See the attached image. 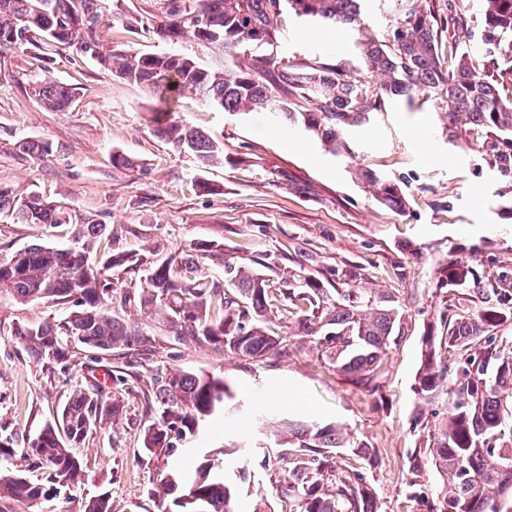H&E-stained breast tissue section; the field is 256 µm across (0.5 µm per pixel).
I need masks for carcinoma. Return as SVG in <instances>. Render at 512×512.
<instances>
[{"label": "carcinoma", "mask_w": 512, "mask_h": 512, "mask_svg": "<svg viewBox=\"0 0 512 512\" xmlns=\"http://www.w3.org/2000/svg\"><path fill=\"white\" fill-rule=\"evenodd\" d=\"M100 2L0 0V51L34 45L25 19L41 16L53 31L41 44L73 48L115 76L149 88L161 102L154 113L156 133L205 167L224 157L223 149L173 117L167 109L173 96L192 93L226 112H265L281 125L302 127L328 152L349 157L346 136L352 128L368 123L394 98L412 105L421 96L443 110L449 140L461 138L467 128L486 129L482 152L509 183L507 211L512 213V100L500 96L469 53L444 66L438 47L443 27L428 0H381L387 13L381 34L366 27L364 0H169L170 18L155 34L171 44L191 36L214 46L221 55L209 62L107 46L99 31ZM482 2L484 25L495 36L494 57L512 69V0ZM290 15L353 26L359 35L353 53L335 63H291L270 54ZM247 52L252 63L244 69L237 58ZM31 93L54 112L65 111L72 98L67 85L50 78L34 82ZM49 149L45 142L18 144L19 153L29 157L47 155ZM356 175L378 203L404 209L398 183L366 168ZM4 212L21 224L64 223V213L35 194L17 203L0 190ZM107 235V225L89 221L72 247L31 245L0 256V295L73 307L58 323L17 328L16 336L37 359L63 360L71 338L105 353L144 343L107 310L103 276L146 260L135 251L93 254L97 240ZM223 251L221 244L194 242L151 265L144 282L125 290L121 300L161 318L180 343L212 345L253 361L286 354L289 336H310L332 365L356 385L377 392L381 358L405 335L392 296L363 287L334 294L309 276L273 288L246 262L224 264L222 282L204 275L201 263ZM438 283L441 289L467 287L482 307L471 312L469 299H457L455 310L444 307L439 324L421 338L412 387L418 438L409 452L406 496L421 505L419 512H512V344L493 335L512 319V273L488 288L474 268L453 262L439 272ZM281 322L283 335L272 330ZM452 349L461 354L448 358ZM228 397L222 377L168 371L153 387L157 417L144 430L143 453L172 454L200 420L228 411ZM122 414V401L97 379L77 385L54 422L29 439L25 451L47 469L46 482L11 471L16 451L0 448V512H12L11 503L20 500L38 506L53 500L59 488L84 483L83 463L73 448ZM254 441L272 444L265 454L285 462L278 483L288 512H382L371 480L376 452L346 428L283 419ZM429 474L434 482L427 485ZM245 480L246 469L228 475L220 459L206 455L185 482L171 474L161 479L158 512H238ZM80 512H115V507L102 494L81 503Z\"/></svg>", "instance_id": "obj_1"}]
</instances>
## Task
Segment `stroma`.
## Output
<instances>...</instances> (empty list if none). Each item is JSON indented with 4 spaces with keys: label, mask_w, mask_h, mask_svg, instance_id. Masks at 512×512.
<instances>
[{
    "label": "stroma",
    "mask_w": 512,
    "mask_h": 512,
    "mask_svg": "<svg viewBox=\"0 0 512 512\" xmlns=\"http://www.w3.org/2000/svg\"><path fill=\"white\" fill-rule=\"evenodd\" d=\"M456 5L463 19L444 30L440 52L467 49L473 63L512 100V71L486 55L481 0H430L446 16ZM168 0H103L101 32L108 44L137 51H176L211 60L208 45L194 38L160 41L154 26L166 21ZM356 39L343 27L290 18L278 53L294 63L336 59ZM73 91L69 107L46 111L29 92L44 77ZM153 94L112 76L71 49H7L0 52V189L21 201L37 194L68 211L58 227L18 224L0 213V256L32 244L70 245L76 225L95 221L113 228V252L135 250L157 259L197 241L222 244L224 258L206 261L205 272L220 280L224 262H248L279 285L290 274L312 275L337 288L349 287L346 271L363 286L391 294L403 308L406 334L382 359L380 391L355 385L316 350L293 337L284 357L252 362L208 345L175 343L162 324L136 307H122L125 289L139 287L144 273L120 267L107 272L113 308L129 329L148 340L146 349L96 354L71 342L65 359L47 365L33 357L14 329L64 319L66 308L43 300L22 302L0 295V443L25 447L50 421L77 382L104 375L109 391L125 402L116 424L90 433L75 452L87 472L85 484L63 490L39 512H78L79 500L108 494L120 512H157L153 497L164 474H191L203 456L222 450L224 432L246 428L215 415L200 421L195 436L173 455L142 452L144 394L156 377L178 368L222 377L235 397H251L283 417L342 423L377 450L374 486L386 512H417L403 493L407 451L414 447L415 406L411 385L420 366L425 328L438 321L446 301L437 289L440 269L451 261L477 264L486 279L512 270V219L502 210L503 184L478 147L483 130L451 142L433 103L386 104L368 125L347 140L356 156L348 163L324 150L298 127L271 126L259 112H227L194 94L175 98L178 120L217 138L224 160L199 167L154 130ZM22 140L48 143L43 158L20 157ZM130 158L112 163L113 153ZM390 180H404L406 205L390 210L365 192L354 165ZM212 185L202 191L200 182ZM135 381H127V374ZM275 457L257 453L248 461L251 484L239 512L264 499L267 512L285 508L274 474Z\"/></svg>",
    "instance_id": "obj_1"
}]
</instances>
